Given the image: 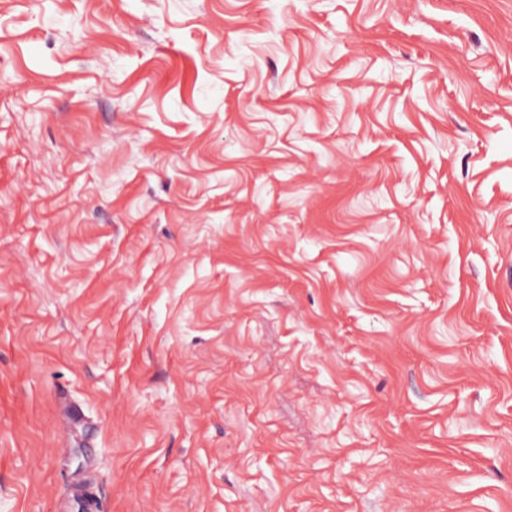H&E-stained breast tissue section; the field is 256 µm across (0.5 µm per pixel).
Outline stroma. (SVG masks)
<instances>
[{
  "instance_id": "35a3bbf8",
  "label": "stroma",
  "mask_w": 512,
  "mask_h": 512,
  "mask_svg": "<svg viewBox=\"0 0 512 512\" xmlns=\"http://www.w3.org/2000/svg\"><path fill=\"white\" fill-rule=\"evenodd\" d=\"M0 512H512V0H0Z\"/></svg>"
}]
</instances>
